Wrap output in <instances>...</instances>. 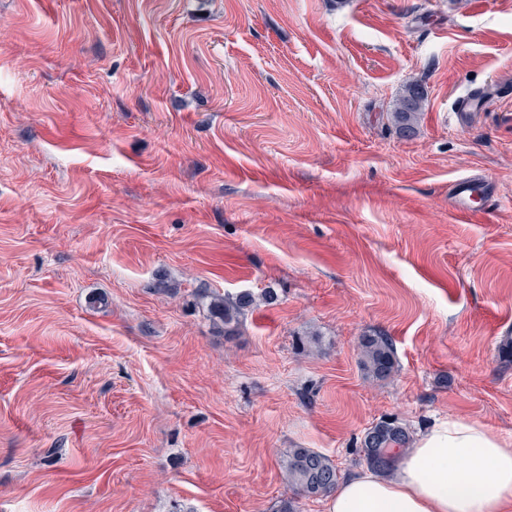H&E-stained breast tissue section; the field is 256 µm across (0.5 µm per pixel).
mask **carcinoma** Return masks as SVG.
<instances>
[{
	"label": "carcinoma",
	"mask_w": 512,
	"mask_h": 512,
	"mask_svg": "<svg viewBox=\"0 0 512 512\" xmlns=\"http://www.w3.org/2000/svg\"><path fill=\"white\" fill-rule=\"evenodd\" d=\"M425 99V88L418 83L404 86L396 100L391 120L400 135L410 137L415 133V123ZM278 299L271 289L260 296L242 292L233 298L215 293L209 295L208 313L213 324L224 330V335L234 333L245 311L258 303L272 305ZM359 364L366 375L384 379L395 369V355L390 339L382 335L362 336L358 342ZM411 439L408 429L395 419H384L369 428L361 442V452L367 464L385 472L394 468L403 458ZM288 484L296 495L320 498L330 495L338 483L336 466L323 453L312 448H292L284 465Z\"/></svg>",
	"instance_id": "cac0c4a2"
}]
</instances>
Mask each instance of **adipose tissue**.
I'll use <instances>...</instances> for the list:
<instances>
[{
    "mask_svg": "<svg viewBox=\"0 0 512 512\" xmlns=\"http://www.w3.org/2000/svg\"><path fill=\"white\" fill-rule=\"evenodd\" d=\"M326 512H512V441L464 419L434 423L394 475L344 477Z\"/></svg>",
    "mask_w": 512,
    "mask_h": 512,
    "instance_id": "adipose-tissue-1",
    "label": "adipose tissue"
}]
</instances>
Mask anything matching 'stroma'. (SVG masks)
I'll return each instance as SVG.
<instances>
[{
	"mask_svg": "<svg viewBox=\"0 0 512 512\" xmlns=\"http://www.w3.org/2000/svg\"><path fill=\"white\" fill-rule=\"evenodd\" d=\"M510 337L512 0H0V512H325L289 449L511 438ZM424 99L425 88L419 83L404 86L390 114L400 135L410 137L415 133V123ZM486 183L480 176H469L457 180L451 186V194L454 206L460 215H471L477 213L480 209L472 205L476 196L481 199H487L489 195L486 192ZM208 313L213 324L224 329V335L231 336L245 311L259 306L257 298L250 292H242L235 298L215 293L208 296ZM359 364L366 375L384 379L395 369L393 345L387 336H361L358 342Z\"/></svg>",
	"mask_w": 512,
	"mask_h": 512,
	"instance_id": "35a3bbf8",
	"label": "stroma"
}]
</instances>
